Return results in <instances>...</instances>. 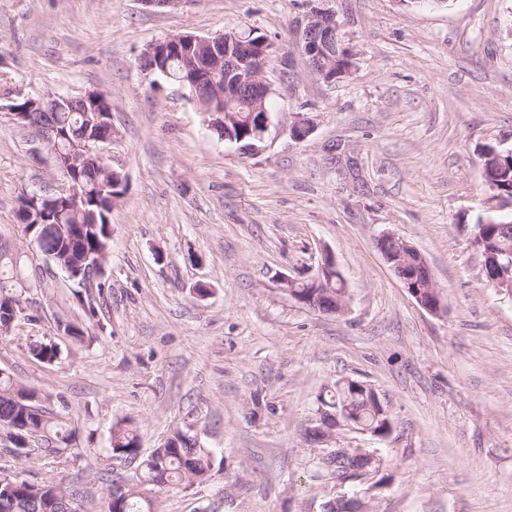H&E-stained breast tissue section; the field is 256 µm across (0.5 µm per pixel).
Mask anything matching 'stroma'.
<instances>
[{
	"instance_id": "35a3bbf8",
	"label": "stroma",
	"mask_w": 512,
	"mask_h": 512,
	"mask_svg": "<svg viewBox=\"0 0 512 512\" xmlns=\"http://www.w3.org/2000/svg\"><path fill=\"white\" fill-rule=\"evenodd\" d=\"M324 5L355 54L331 82L296 49L308 0H0V102L103 93L113 135L100 149L128 181L92 295L25 237L18 211L53 187L52 162L0 118V243L26 284L0 368L76 431L60 458L0 441V470L105 512L113 479L136 470L109 457L125 419L140 456L179 430L210 454L207 480L158 494V512H324L354 497L368 512H512V301L486 285L471 245L492 210L484 154L512 148V0ZM231 30L277 46L271 107L287 124L311 117L305 140L244 155L140 65L169 35ZM385 232L425 257L443 314L409 295L376 247ZM327 252L351 298L342 316L277 284L309 279ZM36 341L56 345L54 362L31 356ZM343 378L372 387L393 423L383 439L337 431V447L388 461L354 482L322 471L305 438Z\"/></svg>"
}]
</instances>
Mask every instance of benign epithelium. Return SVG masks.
I'll list each match as a JSON object with an SVG mask.
<instances>
[{"label":"benign epithelium","mask_w":512,"mask_h":512,"mask_svg":"<svg viewBox=\"0 0 512 512\" xmlns=\"http://www.w3.org/2000/svg\"><path fill=\"white\" fill-rule=\"evenodd\" d=\"M300 35L302 40L297 44V50L318 79L327 82L335 79V76L321 67L323 57L330 52L335 53L336 60L346 63L343 73H349V63L353 62L354 54L341 39L340 24L334 11L320 6L318 0H312ZM195 46L208 49L209 55H191L190 50ZM274 53L275 46L269 40L264 38L252 42L247 34L230 31L210 37L173 34L148 46L142 56L155 58L163 64L161 73L165 76L168 75V63L177 56L195 70L197 83L208 85L213 98L219 101L225 98H242L248 102L250 134L253 135L254 142L243 150V154L254 156L265 151L269 143L285 133L291 139L301 141L314 130V123L308 117L299 116L286 125L278 118V113L266 110L265 102L273 93L266 79V72ZM35 136L46 146L55 170L61 168L60 161L64 157L68 159V163L76 164L94 153H99L96 146L101 142L97 134L88 131L77 143L55 134L53 130L48 137L39 132ZM60 183L61 186L53 190L52 196L72 201L82 197L79 187L73 182L62 178ZM324 277L329 280L340 278L335 260L329 253L323 257L311 284L318 285ZM403 283L410 295L426 311L434 315L442 312L443 303L433 278H427V282L423 284L418 282L413 285L407 279ZM317 423L320 443L325 445L333 441V431L342 425L340 417L322 409L318 412Z\"/></svg>","instance_id":"1"}]
</instances>
